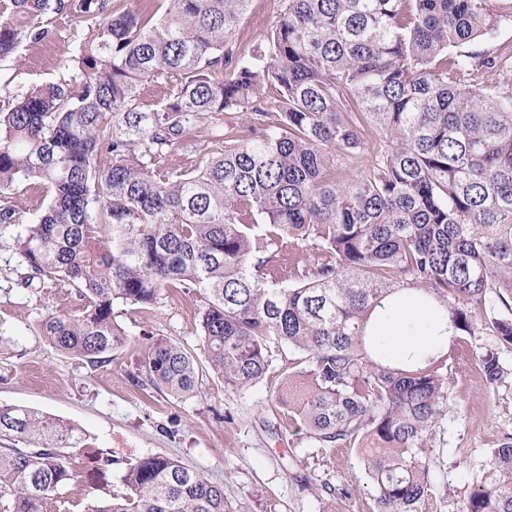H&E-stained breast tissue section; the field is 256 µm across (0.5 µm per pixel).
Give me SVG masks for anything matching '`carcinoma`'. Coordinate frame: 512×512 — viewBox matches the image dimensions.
<instances>
[{"label":"carcinoma","mask_w":512,"mask_h":512,"mask_svg":"<svg viewBox=\"0 0 512 512\" xmlns=\"http://www.w3.org/2000/svg\"><path fill=\"white\" fill-rule=\"evenodd\" d=\"M0 0V60L50 36L43 17L85 26L67 82L32 86L0 109V196L50 197L16 250L30 275L85 300L52 314L45 342L90 364L126 348L115 307H155L174 288L200 303L205 359L224 386L263 380L271 349L301 354L279 397L322 448L356 449L374 512H416L428 493L422 448L448 406L444 345L475 311L512 344V96L455 48L492 34L494 0H284L261 39L239 40L250 0ZM512 74V47L483 63ZM163 91L154 107L142 82ZM224 119H219V116ZM224 143L204 164L157 160L203 124ZM366 153L368 166L342 174ZM312 245L300 283L270 288L273 247ZM431 337L397 363L381 356L404 308ZM145 372L170 395L198 389L199 361L147 337ZM488 385L508 380L491 353ZM81 428L0 404V499L46 512L73 480ZM335 512L352 485L324 484ZM84 512H229L224 486L165 455L129 461L117 490ZM465 512H512V434L492 451Z\"/></svg>","instance_id":"obj_1"}]
</instances>
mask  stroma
<instances>
[{
    "label": "stroma",
    "instance_id": "35a3bbf8",
    "mask_svg": "<svg viewBox=\"0 0 512 512\" xmlns=\"http://www.w3.org/2000/svg\"><path fill=\"white\" fill-rule=\"evenodd\" d=\"M52 37L22 42L0 61V106L28 87L69 79L67 50L78 44L69 14L43 19ZM208 127L189 145L159 161L164 170L199 165L218 150ZM47 201L45 189L21 186L0 197V208L15 209L17 220L0 223V402L34 409L81 427L92 449L112 457L106 478H99L84 454H77L75 478L64 489L74 505L100 494L101 483H119L125 462L163 454L202 472L224 487L231 512H324L323 483L349 482L361 493L343 504L344 512H371L373 487L359 452L321 448L297 424L278 426L275 396L292 363L293 349L273 351L265 379L242 390L225 388L221 378L202 367L197 392L177 398L156 389L144 370L147 336L174 339L202 354L196 333L199 304L194 295L173 292L158 307H117L131 343L105 364L63 355L47 345L39 323L48 315L80 314L83 302L62 282L20 285L28 270L13 244ZM473 334L454 339L449 348V408L423 455L432 494L419 512H464L476 475L490 467V451L503 433L512 432V378L490 387L481 359L497 352L512 370V345L501 342L475 315Z\"/></svg>",
    "mask_w": 512,
    "mask_h": 512
}]
</instances>
